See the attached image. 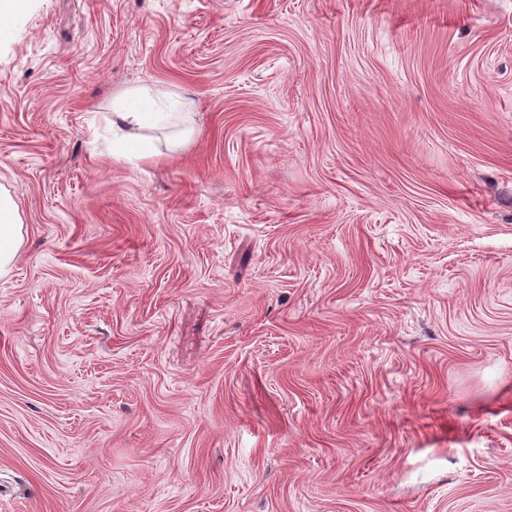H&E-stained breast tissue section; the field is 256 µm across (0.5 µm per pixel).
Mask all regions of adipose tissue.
<instances>
[{"label": "adipose tissue", "instance_id": "adipose-tissue-1", "mask_svg": "<svg viewBox=\"0 0 512 512\" xmlns=\"http://www.w3.org/2000/svg\"><path fill=\"white\" fill-rule=\"evenodd\" d=\"M112 143L115 151L135 150L152 156L153 149L146 140L136 138V131L159 124L175 126L174 145L190 141L195 133L192 112H159L150 92H141L130 104L117 106L112 111ZM25 226L10 193L0 188V277L8 275L24 242Z\"/></svg>", "mask_w": 512, "mask_h": 512}]
</instances>
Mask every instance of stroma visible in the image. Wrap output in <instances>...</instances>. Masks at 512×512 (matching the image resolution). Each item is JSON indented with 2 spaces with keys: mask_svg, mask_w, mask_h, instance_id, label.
I'll list each match as a JSON object with an SVG mask.
<instances>
[{
  "mask_svg": "<svg viewBox=\"0 0 512 512\" xmlns=\"http://www.w3.org/2000/svg\"><path fill=\"white\" fill-rule=\"evenodd\" d=\"M0 185V512H512V0H22ZM155 96L149 91L141 92L130 104L112 108V143L115 151L124 153L135 149L144 156L154 155L150 143L136 138L131 130H143L159 124H172L177 128L172 146L174 148L190 141L195 133L194 112L190 102L184 103V112H154ZM25 232L17 205L10 193L0 186V277L11 272Z\"/></svg>",
  "mask_w": 512,
  "mask_h": 512,
  "instance_id": "obj_1",
  "label": "stroma"
}]
</instances>
